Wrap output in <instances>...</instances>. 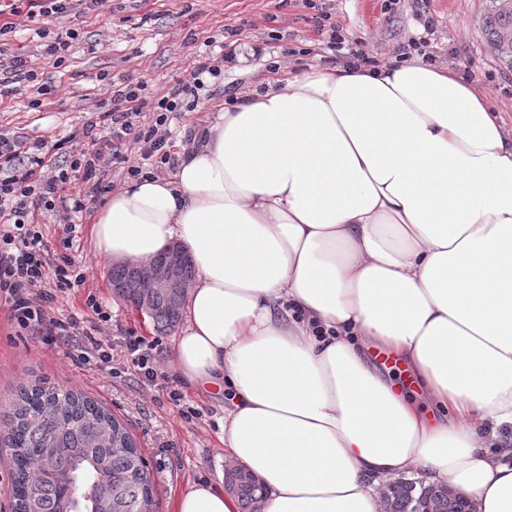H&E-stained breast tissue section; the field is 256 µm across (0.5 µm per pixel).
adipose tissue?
Instances as JSON below:
<instances>
[{"label":"adipose tissue","instance_id":"1","mask_svg":"<svg viewBox=\"0 0 512 512\" xmlns=\"http://www.w3.org/2000/svg\"><path fill=\"white\" fill-rule=\"evenodd\" d=\"M96 251L196 266L173 370L228 388L264 512H382L393 478L512 512V138L417 60L314 68L220 109L172 178L112 192ZM401 359L427 416L372 366ZM176 512H239L195 483Z\"/></svg>","mask_w":512,"mask_h":512}]
</instances>
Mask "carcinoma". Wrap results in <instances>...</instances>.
Returning a JSON list of instances; mask_svg holds the SVG:
<instances>
[{"label": "carcinoma", "instance_id": "1", "mask_svg": "<svg viewBox=\"0 0 512 512\" xmlns=\"http://www.w3.org/2000/svg\"><path fill=\"white\" fill-rule=\"evenodd\" d=\"M483 19L488 44L512 63V3L493 0ZM192 261L179 268L174 288H146L139 267L116 266L109 278L130 303L149 297L147 316L160 331L174 328L194 279ZM12 450L14 512H152L153 484L133 439L112 414L79 391L46 382L22 386L5 412ZM225 489L242 512H261L264 488L248 472L229 469ZM390 512H471L464 497L445 486L396 480L388 490Z\"/></svg>", "mask_w": 512, "mask_h": 512}]
</instances>
